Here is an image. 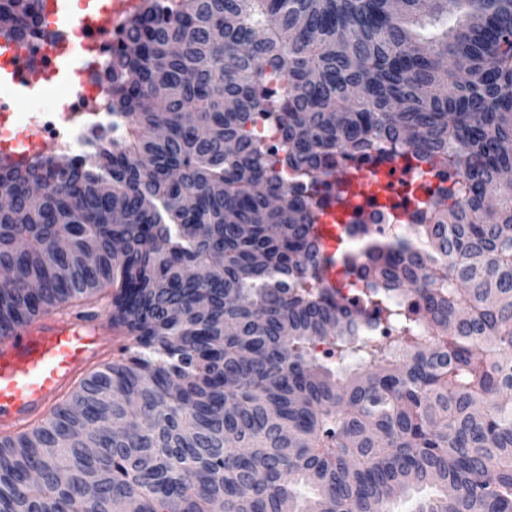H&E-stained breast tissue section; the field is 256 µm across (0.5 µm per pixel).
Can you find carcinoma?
<instances>
[{"mask_svg": "<svg viewBox=\"0 0 512 512\" xmlns=\"http://www.w3.org/2000/svg\"><path fill=\"white\" fill-rule=\"evenodd\" d=\"M109 74L84 152L0 162V336L105 302L127 340L0 434V512H512V0H140ZM378 147L448 182L431 223L327 256ZM437 491L432 488L424 490L410 491L409 493L398 495L387 505L388 512H416L421 501L428 498H435Z\"/></svg>", "mask_w": 512, "mask_h": 512, "instance_id": "obj_1", "label": "carcinoma"}]
</instances>
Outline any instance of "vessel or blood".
Here are the masks:
<instances>
[{"instance_id":"1","label":"vessel or blood","mask_w":512,"mask_h":512,"mask_svg":"<svg viewBox=\"0 0 512 512\" xmlns=\"http://www.w3.org/2000/svg\"><path fill=\"white\" fill-rule=\"evenodd\" d=\"M139 0H112L108 14L86 11L71 17L67 0H53L61 29L52 52L29 55L23 45L0 34V93L23 96L45 71L63 77L78 69L90 42L88 31L105 21L123 24ZM105 324L48 314L0 338V427H12L47 413L71 384L109 348Z\"/></svg>"}]
</instances>
